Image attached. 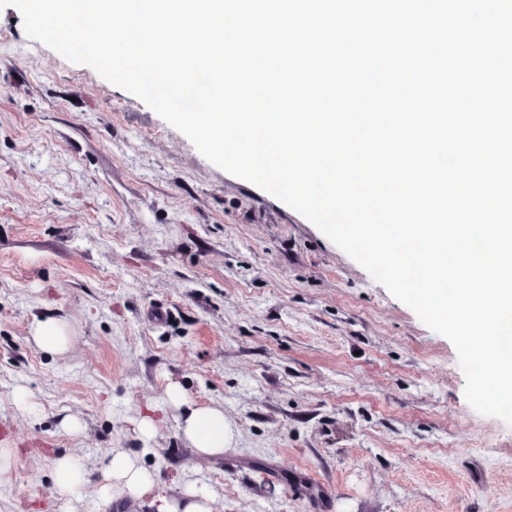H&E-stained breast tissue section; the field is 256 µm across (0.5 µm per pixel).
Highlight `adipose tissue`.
Returning <instances> with one entry per match:
<instances>
[{
	"instance_id": "ef3b65f1",
	"label": "adipose tissue",
	"mask_w": 512,
	"mask_h": 512,
	"mask_svg": "<svg viewBox=\"0 0 512 512\" xmlns=\"http://www.w3.org/2000/svg\"><path fill=\"white\" fill-rule=\"evenodd\" d=\"M165 396L169 404L184 407L181 431L191 447L199 453L219 455L225 448L234 445L237 431L225 420L222 408L186 407L184 392L176 383L168 385ZM109 474L112 478L111 485L102 486L100 489L103 502H110L112 494L116 493L134 498L150 497L157 512H212V498L209 493L189 485L182 489L179 497H167L158 489L155 474L137 465L124 452H113Z\"/></svg>"
}]
</instances>
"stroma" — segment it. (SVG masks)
Here are the masks:
<instances>
[{"label":"stroma","mask_w":512,"mask_h":512,"mask_svg":"<svg viewBox=\"0 0 512 512\" xmlns=\"http://www.w3.org/2000/svg\"><path fill=\"white\" fill-rule=\"evenodd\" d=\"M49 317L63 353L31 340ZM172 382L222 407L223 455L184 439ZM464 389L451 341L313 223L0 10V512H63L64 454L87 464L73 512H155L98 501L116 450L212 512H309L303 485L322 512H512V425ZM69 334L67 323L53 318L37 322L31 330V337L39 348L56 353L67 349Z\"/></svg>","instance_id":"stroma-1"}]
</instances>
